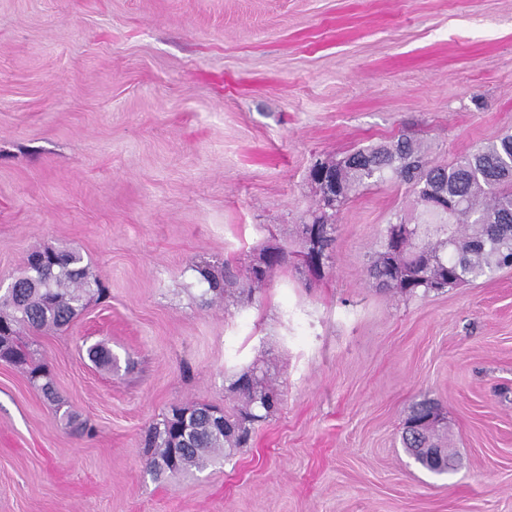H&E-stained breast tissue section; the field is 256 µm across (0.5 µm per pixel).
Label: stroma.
I'll use <instances>...</instances> for the list:
<instances>
[{
    "label": "stroma",
    "instance_id": "1",
    "mask_svg": "<svg viewBox=\"0 0 512 512\" xmlns=\"http://www.w3.org/2000/svg\"><path fill=\"white\" fill-rule=\"evenodd\" d=\"M512 134V0H0V284L79 251L97 290L67 330H21L78 421L0 361V512H512V269L401 295L367 275L404 184L353 193L321 275L297 261L316 159L407 135L454 163ZM218 298L204 261L245 277ZM112 353L92 362L89 346ZM283 395L222 466L154 477L144 431ZM438 402L457 466L402 445ZM435 417V423L425 427L422 423L429 417ZM439 423L438 404L431 399H423L416 403L406 422L403 443L408 453L423 468L431 473L441 475L452 469L450 458L436 438V426ZM437 423V425H436ZM412 424L416 426H411ZM419 448H434V453Z\"/></svg>",
    "mask_w": 512,
    "mask_h": 512
}]
</instances>
